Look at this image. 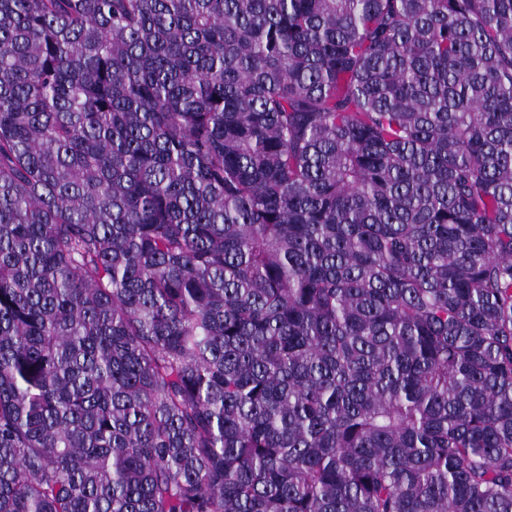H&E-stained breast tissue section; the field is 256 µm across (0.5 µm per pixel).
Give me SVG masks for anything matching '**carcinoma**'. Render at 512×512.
<instances>
[{"label":"carcinoma","instance_id":"carcinoma-1","mask_svg":"<svg viewBox=\"0 0 512 512\" xmlns=\"http://www.w3.org/2000/svg\"><path fill=\"white\" fill-rule=\"evenodd\" d=\"M0 512H512V0H0Z\"/></svg>","mask_w":512,"mask_h":512}]
</instances>
